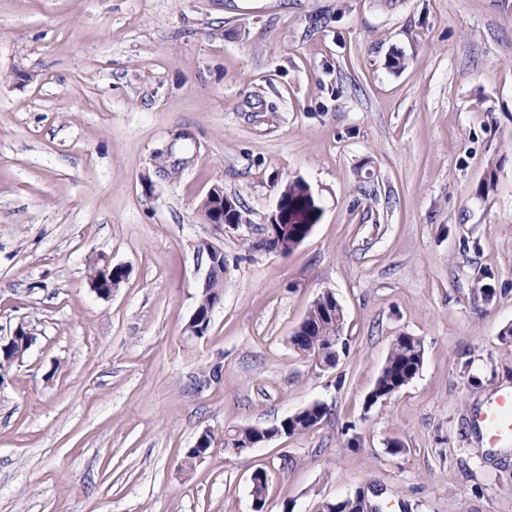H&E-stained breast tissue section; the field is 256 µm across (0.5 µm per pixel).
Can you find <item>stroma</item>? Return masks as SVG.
<instances>
[{"instance_id":"35a3bbf8","label":"stroma","mask_w":512,"mask_h":512,"mask_svg":"<svg viewBox=\"0 0 512 512\" xmlns=\"http://www.w3.org/2000/svg\"><path fill=\"white\" fill-rule=\"evenodd\" d=\"M168 146L188 166L146 188ZM295 179L319 223L252 249ZM217 184L239 230L197 211ZM203 239L228 272L191 340ZM100 254L128 271L107 299ZM327 290L347 348L322 368L289 338ZM21 322L0 512H252L259 470L264 512H512V444L472 424L512 388V0H0V336ZM403 334L422 366L370 403ZM315 402L307 432L186 463ZM103 269L106 275V280L100 279L101 277H104L103 271H102V264L100 262H96L94 260L89 259V263L87 265V276L88 280H98L97 282L91 281L90 287L93 288V290L96 292V294L101 298H109L112 295V291L114 289L119 288L120 284L125 280L127 276V270L122 265H115L113 266L114 271L119 270L123 275L121 276V283L119 285L114 284L115 277L113 275L112 270L108 273V270L110 269V266L112 263L108 260L103 258ZM112 277H113V284H112ZM210 303L206 310L196 307L193 314L191 315L187 324L188 336L198 338L199 336H205L206 330L208 331V322L211 320L212 312L218 306L223 299V290L212 291Z\"/></svg>"}]
</instances>
